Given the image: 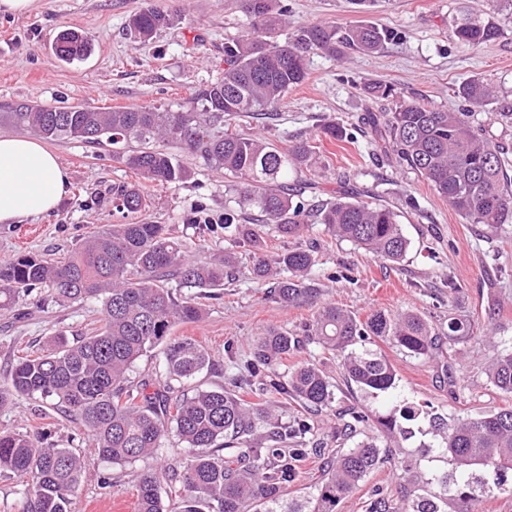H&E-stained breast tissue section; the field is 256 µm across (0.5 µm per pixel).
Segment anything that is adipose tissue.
<instances>
[{
  "mask_svg": "<svg viewBox=\"0 0 512 512\" xmlns=\"http://www.w3.org/2000/svg\"><path fill=\"white\" fill-rule=\"evenodd\" d=\"M68 186L55 152L32 139L0 136V224L56 210Z\"/></svg>",
  "mask_w": 512,
  "mask_h": 512,
  "instance_id": "ef3b65f1",
  "label": "adipose tissue"
}]
</instances>
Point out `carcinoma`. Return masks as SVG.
Here are the masks:
<instances>
[{
	"label": "carcinoma",
	"mask_w": 512,
	"mask_h": 512,
	"mask_svg": "<svg viewBox=\"0 0 512 512\" xmlns=\"http://www.w3.org/2000/svg\"><path fill=\"white\" fill-rule=\"evenodd\" d=\"M277 2L241 0L253 34L224 43V79L202 89L188 105L102 112L1 104L0 125L91 146L135 143L137 148L112 155L162 185L187 178V171L160 146L178 143L235 179L239 203L257 210V223L273 225L283 237L298 236L306 228L307 212L304 202L295 203L288 194V169L308 165L317 155L316 146L302 140L284 149L234 123L276 108L290 88L305 80L310 53L339 48L376 53L400 35L371 23L344 31L324 23L304 27L280 44L274 33L286 9ZM505 11L512 15V0H490L484 14L461 12L454 18V33L468 45L487 44L502 35L496 16ZM168 21L162 10L146 7L133 15L130 30L148 41ZM90 46L87 36L66 30L57 39L55 54L66 62L81 60ZM458 95L464 102L459 110L402 100L388 112L367 113L362 124L375 150L427 180L466 223H512L509 163L472 112L497 99V91L474 79L462 85ZM113 203L130 214L147 207L135 187L118 190ZM314 217L335 237L383 261L399 263L408 252L410 242L399 214L381 203L342 196L316 206ZM194 228L203 234L222 230L261 250L257 229L241 223V213L233 208L224 209V223ZM275 264L285 276H277L263 257L253 273L259 280L273 281L270 294L278 302L317 303L310 278L316 264L312 250L284 252ZM234 275L231 253L209 262L193 261L167 225L141 220L112 224L59 260L23 253L0 262V311L11 312L20 298L37 293L60 306L94 301L101 322L76 341L57 336L41 351L18 358L0 384V409L16 394L47 404L83 427L94 454L119 466L158 457L169 434L175 433L194 454L171 473L139 471L136 512H167L163 480L180 493V512H244L250 505L259 512H335L336 504L387 457L378 438L366 435L327 458L322 480L308 498L285 501L283 488L307 454L304 445L311 425L300 420L291 430L281 427V400L291 398L319 411L334 401L335 393L314 364H303L286 376L276 372L277 365L305 337L339 352L344 376L357 387L386 392L396 387V371L368 345L380 339L410 356L431 358L440 349V336L415 314L377 311L362 320L334 304L318 303L304 337L274 328L256 337L252 359L238 376L245 394L222 389L185 392L182 382L209 367L210 355L195 341L172 336L176 325L199 321L204 314L196 297L180 289L198 288L216 299L217 290ZM471 335L469 319L448 317V340ZM158 348L164 358L161 369L152 376L133 377L137 362ZM486 373L498 390L512 393V351L492 361ZM415 419L416 412L406 407L397 415L377 416L376 424L406 437L413 428L403 423ZM431 434L433 442L425 451L451 456L455 476L424 480L411 465L395 461L401 479L434 483L437 490L410 494L398 504L375 493L368 512H445L450 498L457 501L456 512H474L475 504L492 493L473 477L474 470L512 471L511 406L478 417H434ZM83 465L80 453L60 447L46 432L0 435V475L19 480L23 512H72Z\"/></svg>",
	"instance_id": "carcinoma-1"
}]
</instances>
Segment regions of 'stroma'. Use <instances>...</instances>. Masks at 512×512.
<instances>
[{"instance_id": "stroma-1", "label": "stroma", "mask_w": 512, "mask_h": 512, "mask_svg": "<svg viewBox=\"0 0 512 512\" xmlns=\"http://www.w3.org/2000/svg\"><path fill=\"white\" fill-rule=\"evenodd\" d=\"M288 14L282 36L317 24L344 29L375 23L395 29L398 40L375 55L345 49L308 57L305 81L290 89L272 116L253 123L260 133L280 146L315 138L323 158L319 167H301L288 173V182L306 202L330 201L344 191L358 198L388 205L398 212L410 247L398 264L382 261L350 242L336 239L324 225L311 224L297 238L281 237L273 226L263 229L262 254L267 259L294 248H314L313 285L319 301L356 312L359 317L383 310L413 313L436 333L448 330V318L467 315L473 334L456 345L444 341L439 356L424 359L407 355L391 344L376 341L395 367L397 386L368 393L347 383L340 356L319 344L307 343L278 365L287 374L297 365H319L334 385L331 407L312 412L291 401L282 409L285 425L304 419L313 433L308 454L293 481L288 499L300 500L312 492L323 474L322 450L339 448L336 433L342 416L353 409L386 413L399 403L419 410L414 437L380 434L381 447L411 463L423 477L453 471L449 457L422 455L431 415H480L508 405L512 394L490 382L486 367L512 347V224L492 229L465 223L431 185L394 161H373L372 147L319 136L322 125L350 126L364 113L389 111V99L367 97L363 86L383 83L404 98L455 110L461 107L458 89L471 79L493 83L500 97L482 107L481 124L512 159V119L504 105H512V22L502 36L471 48L454 34L452 18L460 11L483 13L487 0H282ZM157 6L169 23L149 42L129 30L130 18L144 4ZM240 0H34L24 14L0 12V103L27 102L51 107L82 106L102 110L136 106L178 108L195 92L224 76V44L250 31ZM72 30L88 35L93 50L87 59L66 63L53 50L56 37ZM69 174V193L49 213L0 224V262L21 251L62 254L77 247L100 228L124 223L113 204L115 190L136 185L148 208L142 217L167 225L173 236L186 241L190 255L208 261L232 250L237 274L225 284L220 298L207 300L204 318L183 323L174 335L197 341L210 354L211 370L198 375L202 389H233V377L252 357L253 340L275 327L300 333L314 313V305L285 306L267 294L264 283L252 274L253 249L234 246L223 235L194 233L186 222L197 204L216 215L236 207L238 196L223 170L211 167L180 145L167 150L190 172L184 182L160 185L144 179L112 156L108 145L89 146L77 141L50 144ZM414 205H406V197ZM461 290L448 292L449 280ZM19 314L0 312V379L18 357L40 350L57 333L73 339L99 327L95 302L58 306L35 298L20 302ZM51 431L55 441L70 448L84 447L82 427L26 396L0 409V432ZM85 478L72 505L73 512H135L136 467H120L86 454ZM110 487H102V479ZM400 499L404 485L397 471L384 463L373 470L357 490L342 500L337 512H366L372 490Z\"/></svg>"}]
</instances>
